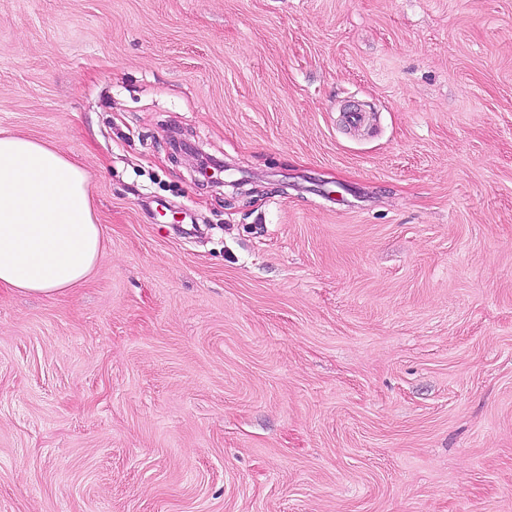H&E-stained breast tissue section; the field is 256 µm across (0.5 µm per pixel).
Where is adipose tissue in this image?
Segmentation results:
<instances>
[{"instance_id":"obj_1","label":"adipose tissue","mask_w":512,"mask_h":512,"mask_svg":"<svg viewBox=\"0 0 512 512\" xmlns=\"http://www.w3.org/2000/svg\"><path fill=\"white\" fill-rule=\"evenodd\" d=\"M102 244L85 171L58 148L0 132V289L67 292Z\"/></svg>"}]
</instances>
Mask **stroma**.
<instances>
[{
	"label": "stroma",
	"mask_w": 512,
	"mask_h": 512,
	"mask_svg": "<svg viewBox=\"0 0 512 512\" xmlns=\"http://www.w3.org/2000/svg\"><path fill=\"white\" fill-rule=\"evenodd\" d=\"M0 129L105 230L0 290V512H512V0H0Z\"/></svg>",
	"instance_id": "obj_1"
}]
</instances>
